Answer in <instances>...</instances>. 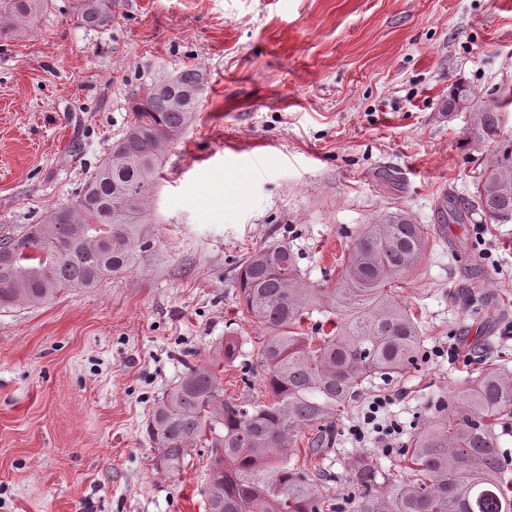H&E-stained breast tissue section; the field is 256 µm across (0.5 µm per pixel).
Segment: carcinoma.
Masks as SVG:
<instances>
[{"label":"carcinoma","instance_id":"obj_1","mask_svg":"<svg viewBox=\"0 0 512 512\" xmlns=\"http://www.w3.org/2000/svg\"><path fill=\"white\" fill-rule=\"evenodd\" d=\"M46 0H6L0 38L33 23ZM118 0H77L79 24L112 25ZM201 74L186 67L133 99L122 135L86 176L75 199L39 224L0 235V308L45 304L62 290H94L162 256L150 199L170 149L194 122ZM470 102L468 136L490 147L492 164L465 203L449 204L448 222L512 220V137L502 133L503 101L476 106L468 86L446 108ZM368 224L354 240L332 288L306 282L294 252L280 242L256 249L235 279L242 318L267 332L257 357L269 401L226 399L220 372L237 340L224 337L206 366L188 365L153 404L146 433L156 468L178 472L191 448L210 449L206 512H324V460L336 419L360 391L417 362L423 333L398 294L434 247L437 232L401 210ZM336 314V332L311 336L302 322ZM512 418V370L492 364L438 402L413 438L402 475L364 455L346 459L354 512H512V473L498 448V427Z\"/></svg>","mask_w":512,"mask_h":512}]
</instances>
